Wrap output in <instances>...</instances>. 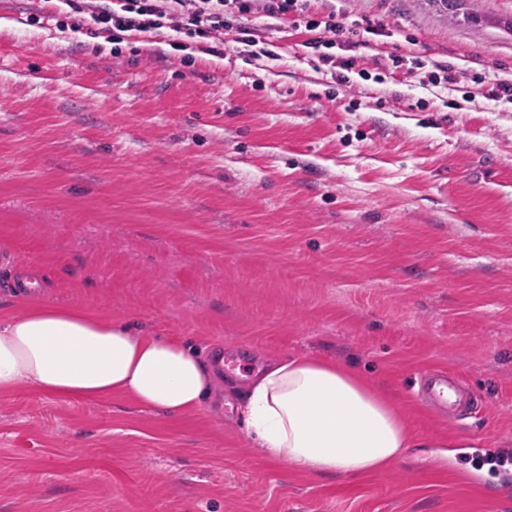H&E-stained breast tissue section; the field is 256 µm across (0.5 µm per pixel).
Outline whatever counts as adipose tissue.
I'll return each instance as SVG.
<instances>
[{
  "label": "adipose tissue",
  "mask_w": 512,
  "mask_h": 512,
  "mask_svg": "<svg viewBox=\"0 0 512 512\" xmlns=\"http://www.w3.org/2000/svg\"><path fill=\"white\" fill-rule=\"evenodd\" d=\"M212 384V371L176 338L36 300L0 314V394L24 385L62 399L117 394L180 414L200 408ZM238 411L269 458L308 474H373L416 445L403 414L362 376L310 354L260 372Z\"/></svg>",
  "instance_id": "ef3b65f1"
}]
</instances>
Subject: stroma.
<instances>
[{
  "label": "stroma",
  "mask_w": 512,
  "mask_h": 512,
  "mask_svg": "<svg viewBox=\"0 0 512 512\" xmlns=\"http://www.w3.org/2000/svg\"><path fill=\"white\" fill-rule=\"evenodd\" d=\"M317 8L354 44L249 14L256 45L177 51L0 0V311L27 273L232 366L181 415L0 396V512H512V0ZM294 353L367 377L419 447L364 477L267 457L226 385ZM435 370L468 418L420 397Z\"/></svg>",
  "instance_id": "obj_1"
}]
</instances>
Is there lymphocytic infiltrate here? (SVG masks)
Wrapping results in <instances>:
<instances>
[{
  "mask_svg": "<svg viewBox=\"0 0 512 512\" xmlns=\"http://www.w3.org/2000/svg\"><path fill=\"white\" fill-rule=\"evenodd\" d=\"M71 14L102 32H136L168 28L200 39L218 38L239 18L256 14L288 23L300 17L312 37L311 48L335 47L343 34L335 14L320 16L312 0H62Z\"/></svg>",
  "mask_w": 512,
  "mask_h": 512,
  "instance_id": "f902f5d3",
  "label": "lymphocytic infiltrate"
}]
</instances>
